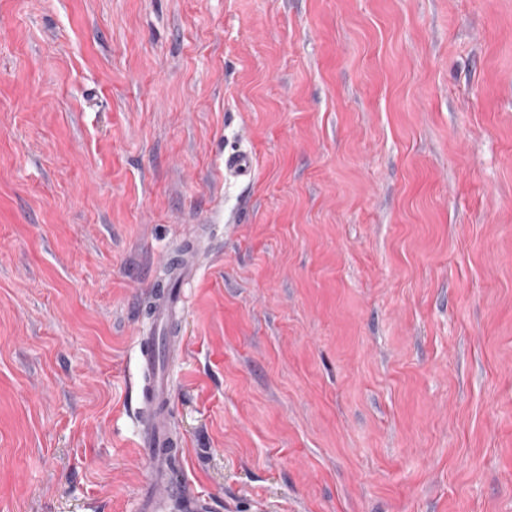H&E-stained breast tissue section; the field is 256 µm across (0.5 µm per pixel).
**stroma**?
Segmentation results:
<instances>
[{"label": "stroma", "instance_id": "stroma-1", "mask_svg": "<svg viewBox=\"0 0 512 512\" xmlns=\"http://www.w3.org/2000/svg\"><path fill=\"white\" fill-rule=\"evenodd\" d=\"M188 247L186 495L512 512V0H0V512H136ZM220 167L224 168L225 174L247 177L253 169V156L249 151L243 149H235L227 154L224 152V159L220 163ZM185 290L174 288L162 293L154 288V303L150 310L153 329L148 332L141 327L136 329L143 393L148 405L147 416L139 434L147 479L139 494L138 512H161L163 508L159 493L177 487L170 465V448L177 446L172 435L170 416L172 370L161 362L158 342L167 349L176 346V325L184 309Z\"/></svg>", "mask_w": 512, "mask_h": 512}]
</instances>
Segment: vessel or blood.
I'll list each match as a JSON object with an SVG mask.
<instances>
[{"instance_id":"obj_1","label":"vessel or blood","mask_w":512,"mask_h":512,"mask_svg":"<svg viewBox=\"0 0 512 512\" xmlns=\"http://www.w3.org/2000/svg\"><path fill=\"white\" fill-rule=\"evenodd\" d=\"M221 165L225 173L246 177L253 169V156L249 151L238 149L225 154ZM178 273L181 287L153 294L154 303L150 311L152 330L137 333L143 393L148 405L140 431L141 455L147 479L139 494L138 512H162L161 492L177 486L170 465V450L176 445L170 416L172 371L161 362L158 348L162 345L169 348L176 346V325L186 301L184 287L194 281L199 269L196 264L184 260L179 265Z\"/></svg>"}]
</instances>
